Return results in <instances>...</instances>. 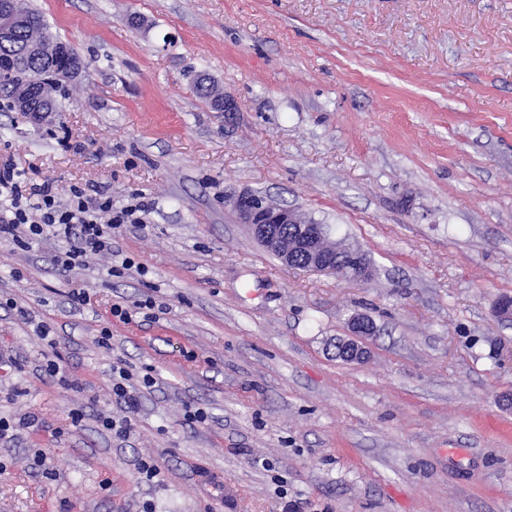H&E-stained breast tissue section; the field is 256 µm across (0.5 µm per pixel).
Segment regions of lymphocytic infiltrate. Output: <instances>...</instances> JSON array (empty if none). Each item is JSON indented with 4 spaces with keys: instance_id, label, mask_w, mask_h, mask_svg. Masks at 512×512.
Masks as SVG:
<instances>
[{
    "instance_id": "lymphocytic-infiltrate-1",
    "label": "lymphocytic infiltrate",
    "mask_w": 512,
    "mask_h": 512,
    "mask_svg": "<svg viewBox=\"0 0 512 512\" xmlns=\"http://www.w3.org/2000/svg\"><path fill=\"white\" fill-rule=\"evenodd\" d=\"M145 211L140 203L113 207L110 194L91 198L77 186L60 193L50 178L28 187L11 163L0 166V242L29 250L48 238L58 239L63 246L50 262L62 273L81 268L88 255L111 253L113 230L142 226ZM132 378L126 364H113L112 393L128 415L119 420L104 416L100 422L120 437L132 431L130 414L138 406L137 398L128 391Z\"/></svg>"
}]
</instances>
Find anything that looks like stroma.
I'll use <instances>...</instances> for the list:
<instances>
[{"instance_id": "obj_1", "label": "stroma", "mask_w": 512, "mask_h": 512, "mask_svg": "<svg viewBox=\"0 0 512 512\" xmlns=\"http://www.w3.org/2000/svg\"><path fill=\"white\" fill-rule=\"evenodd\" d=\"M25 2L86 67L49 121L0 110V164L149 211L113 238L120 278L0 243V297L29 313L0 309V415L26 421L0 441V512H512V0ZM243 187L374 277L282 265L225 206ZM149 296L157 321L113 317ZM357 313L378 333L344 362ZM40 324L74 385L40 373ZM118 360L154 379L131 415ZM145 458L162 475L140 485ZM134 378V373L127 368L126 364L117 362L112 365V394L120 404L124 403L128 413L134 412L138 406V400L129 393L127 385Z\"/></svg>"}]
</instances>
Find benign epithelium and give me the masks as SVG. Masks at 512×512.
<instances>
[{
	"label": "benign epithelium",
	"mask_w": 512,
	"mask_h": 512,
	"mask_svg": "<svg viewBox=\"0 0 512 512\" xmlns=\"http://www.w3.org/2000/svg\"><path fill=\"white\" fill-rule=\"evenodd\" d=\"M35 86L34 78L18 75L15 101L18 111L29 112L36 105L49 103L47 92L40 93L38 100L31 97ZM224 204L234 211L240 223L250 228L266 250L289 267L300 262L307 272L334 275L346 272L361 281H368L374 275L373 265L364 250L333 239L327 225L302 216L295 208L270 206L262 195L249 188L224 195ZM288 224L293 228L287 229ZM348 327L350 338L336 340V356L346 362H358L366 355L360 339L375 335L376 326L370 317L358 313L349 319Z\"/></svg>",
	"instance_id": "1"
}]
</instances>
